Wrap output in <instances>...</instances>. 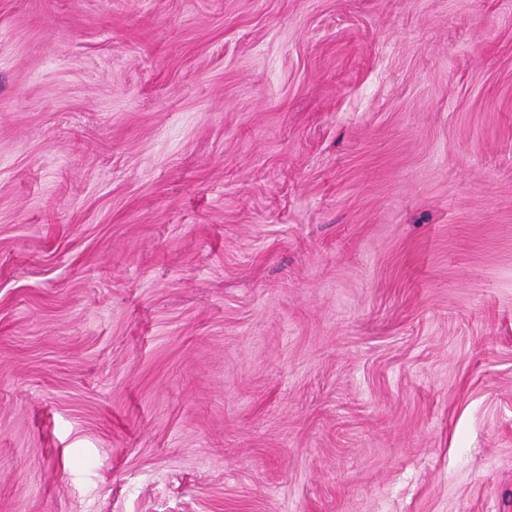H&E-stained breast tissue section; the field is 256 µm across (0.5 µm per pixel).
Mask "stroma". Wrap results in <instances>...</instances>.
Listing matches in <instances>:
<instances>
[{"mask_svg":"<svg viewBox=\"0 0 512 512\" xmlns=\"http://www.w3.org/2000/svg\"><path fill=\"white\" fill-rule=\"evenodd\" d=\"M0 512H512V0H0Z\"/></svg>","mask_w":512,"mask_h":512,"instance_id":"35a3bbf8","label":"stroma"}]
</instances>
